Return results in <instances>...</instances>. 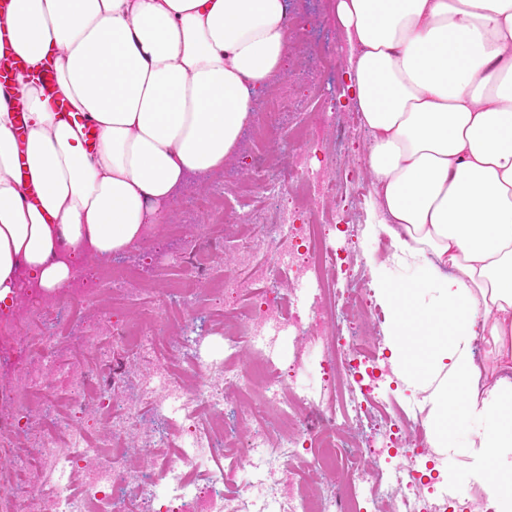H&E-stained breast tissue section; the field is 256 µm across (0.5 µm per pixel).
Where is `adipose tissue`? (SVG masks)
I'll return each mask as SVG.
<instances>
[{
  "label": "adipose tissue",
  "instance_id": "adipose-tissue-1",
  "mask_svg": "<svg viewBox=\"0 0 512 512\" xmlns=\"http://www.w3.org/2000/svg\"><path fill=\"white\" fill-rule=\"evenodd\" d=\"M334 10L342 96L368 132L370 222L392 247L371 283L392 315L391 362L424 395L442 479L512 512V0ZM7 26L28 73L54 60L99 142L89 152L25 77V139L0 105V307L13 310L27 286L62 288L76 259L159 233L188 173L223 170L290 32L286 0H13Z\"/></svg>",
  "mask_w": 512,
  "mask_h": 512
}]
</instances>
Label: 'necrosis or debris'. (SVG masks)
I'll return each instance as SVG.
<instances>
[{
  "instance_id": "obj_1",
  "label": "necrosis or debris",
  "mask_w": 512,
  "mask_h": 512,
  "mask_svg": "<svg viewBox=\"0 0 512 512\" xmlns=\"http://www.w3.org/2000/svg\"><path fill=\"white\" fill-rule=\"evenodd\" d=\"M301 118L288 129L289 153L268 141L283 113ZM319 103L273 93L259 104L248 133L256 166L247 182L209 185L183 201L184 213L214 212L188 236L181 220L164 228L166 262L113 258L94 287L76 267L60 294L24 308L34 327L19 342L20 389L0 386L16 412L0 417V481L13 488L0 512H466L467 502L439 493L421 498V479L407 466H382L385 455H428L422 429L379 399L389 367L374 334L378 312L363 288V269L334 247L329 230L343 186L337 157L326 152L312 170L304 143L335 131ZM236 263L223 266L222 245ZM316 282L308 312L294 307L300 283ZM207 302L216 329L247 362L204 360V335L189 313ZM139 309L128 324L117 316ZM316 348L322 381L314 393L286 386L274 363L278 341ZM151 366L126 373L123 397L94 374L111 369L115 346ZM80 349L64 388L50 373L60 352ZM233 415H226L227 406ZM354 461L332 476L342 449ZM258 451L255 481L234 486L248 451ZM140 468H129L128 452ZM50 481L35 494L31 485Z\"/></svg>"
}]
</instances>
